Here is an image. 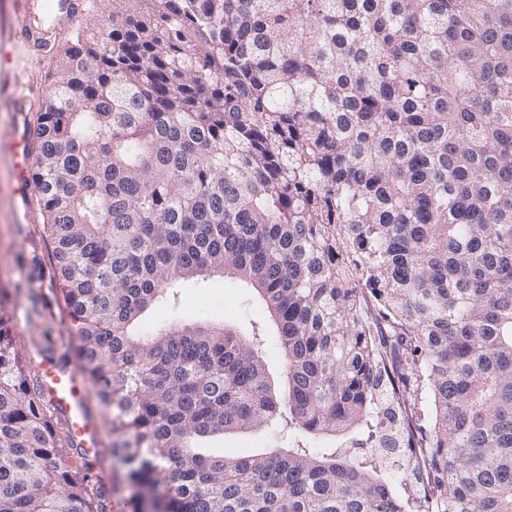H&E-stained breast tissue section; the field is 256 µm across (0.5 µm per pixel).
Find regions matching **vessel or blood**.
Instances as JSON below:
<instances>
[{
    "label": "vessel or blood",
    "mask_w": 512,
    "mask_h": 512,
    "mask_svg": "<svg viewBox=\"0 0 512 512\" xmlns=\"http://www.w3.org/2000/svg\"><path fill=\"white\" fill-rule=\"evenodd\" d=\"M8 9L0 12V92L7 94L17 123L12 133V149L17 158L15 192L29 201L34 191L31 170L35 154L29 114L45 92L42 84L16 76L14 48L24 45L40 54L55 50L60 34L70 31L93 13L96 0H5ZM51 397L71 424L80 447L92 448L98 428L86 414L87 389L69 370L49 367Z\"/></svg>",
    "instance_id": "b4317fda"
}]
</instances>
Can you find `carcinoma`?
Wrapping results in <instances>:
<instances>
[{
	"mask_svg": "<svg viewBox=\"0 0 512 512\" xmlns=\"http://www.w3.org/2000/svg\"><path fill=\"white\" fill-rule=\"evenodd\" d=\"M63 48L36 202L131 502L512 512V0H127ZM229 273L279 336L142 314ZM0 309V512H107ZM274 424L269 454L202 442ZM369 445L311 448L309 436Z\"/></svg>",
	"mask_w": 512,
	"mask_h": 512,
	"instance_id": "obj_1",
	"label": "carcinoma"
}]
</instances>
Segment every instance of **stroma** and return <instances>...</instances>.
<instances>
[{"label": "stroma", "instance_id": "obj_1", "mask_svg": "<svg viewBox=\"0 0 512 512\" xmlns=\"http://www.w3.org/2000/svg\"><path fill=\"white\" fill-rule=\"evenodd\" d=\"M11 168L8 149H1L0 308L9 318L8 328L25 361L31 364L46 358L56 364L73 345L74 326L52 280L42 222L19 221L11 193ZM216 298L224 302V324L242 328L251 321L264 326L270 323L267 309L254 290L238 278L220 273L191 279L180 288L177 306L166 308L165 313L169 320L191 323L202 319L206 304ZM108 444V437H99L96 468L111 492V512H134L131 489L113 462ZM290 444L289 437L265 426L229 432L208 442L209 452L215 456L261 453Z\"/></svg>", "mask_w": 512, "mask_h": 512}]
</instances>
